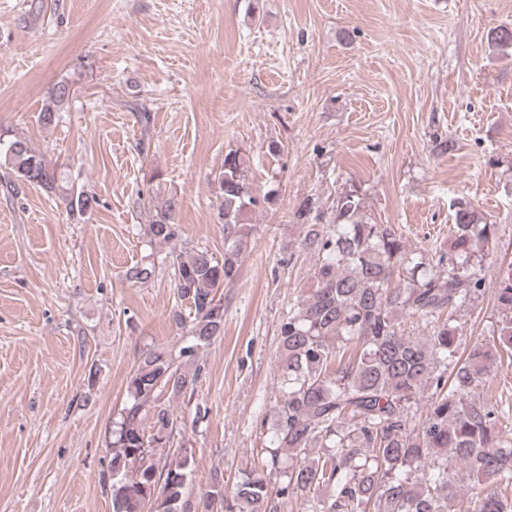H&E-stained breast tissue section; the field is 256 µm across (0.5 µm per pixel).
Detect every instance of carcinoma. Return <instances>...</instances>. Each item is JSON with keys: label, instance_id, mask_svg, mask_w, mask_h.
<instances>
[{"label": "carcinoma", "instance_id": "carcinoma-1", "mask_svg": "<svg viewBox=\"0 0 512 512\" xmlns=\"http://www.w3.org/2000/svg\"><path fill=\"white\" fill-rule=\"evenodd\" d=\"M489 39L512 50V28H495ZM0 160L46 193H66L56 166L25 141L0 136ZM215 181L224 259L206 250L171 258L176 293L188 304L174 320L189 327L190 341L176 352H143L128 378L129 400L109 442L112 512H280L289 497L315 502L313 512H512V441L502 431L509 414L472 397L497 357L512 354V283L497 291L498 334L458 356L461 340L450 322L484 288L468 265L497 235L496 225L463 202L455 209L448 265L440 268L407 249L396 225L369 222L356 190L339 193L328 223L311 199L303 200L294 218L313 257L311 287L279 327L282 398L268 461L277 470L281 454H290L287 481L272 494L267 475L248 470L228 492L224 477L215 475L193 500L190 449L182 445L179 460L157 463L155 451L171 442L177 422L163 397L199 384L198 352L224 333L219 292L245 261L249 215L275 204L248 182L236 151L225 154ZM175 209L171 200L154 206L151 238L177 237ZM403 313L424 323V339L402 333ZM423 396L427 411L415 422L410 412ZM316 448L322 454L310 457ZM456 464L476 489L465 501L448 479ZM321 491L326 496L319 498Z\"/></svg>", "mask_w": 512, "mask_h": 512}]
</instances>
